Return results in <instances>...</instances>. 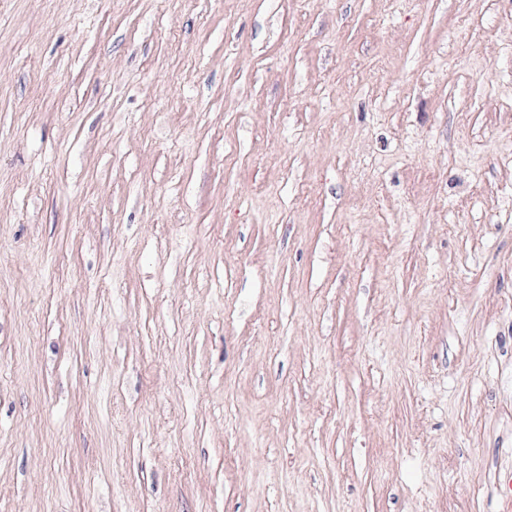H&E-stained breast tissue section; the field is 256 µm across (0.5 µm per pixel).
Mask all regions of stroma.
<instances>
[{"label": "stroma", "mask_w": 512, "mask_h": 512, "mask_svg": "<svg viewBox=\"0 0 512 512\" xmlns=\"http://www.w3.org/2000/svg\"><path fill=\"white\" fill-rule=\"evenodd\" d=\"M512 0H0V512H498Z\"/></svg>", "instance_id": "obj_1"}]
</instances>
